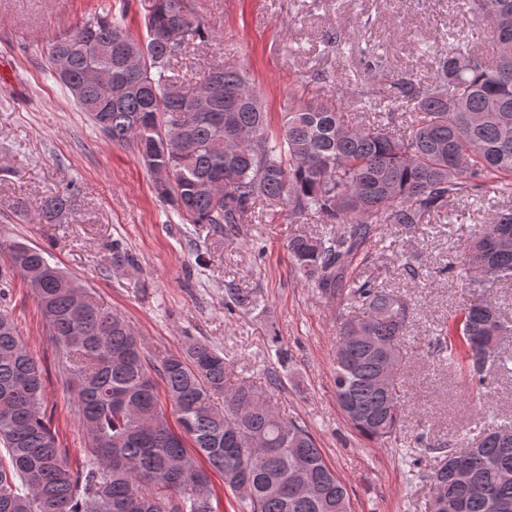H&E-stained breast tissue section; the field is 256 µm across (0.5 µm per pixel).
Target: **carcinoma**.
I'll use <instances>...</instances> for the list:
<instances>
[{
  "label": "carcinoma",
  "instance_id": "carcinoma-1",
  "mask_svg": "<svg viewBox=\"0 0 512 512\" xmlns=\"http://www.w3.org/2000/svg\"><path fill=\"white\" fill-rule=\"evenodd\" d=\"M460 7L491 30L492 58L464 32H450L433 50L430 80L407 75L379 87L373 80L383 61L363 49L372 84L360 93V109L402 106L409 118L401 126L352 123L337 107L293 100L273 128L233 66L181 91L174 65L185 44L216 37L184 0H154L142 39L125 17L94 12L46 47L48 63L55 50L67 58L69 92L89 59L112 73L117 103L101 102L95 87L74 101L112 143L137 151L157 197L182 223L222 224L236 234L257 206L285 205L292 216L339 225L334 236L290 238L288 257L321 296L361 311L336 330V400L352 429L380 445L395 440L407 418L402 387L386 395L376 379L380 350L402 363L408 313L394 292L351 276L353 258L387 227L444 224L461 200L512 196V0H460ZM127 42L145 58L135 89L125 84ZM217 78L224 92L214 111H195L196 97ZM75 191L49 197L44 217L56 218ZM505 236L512 238V207L491 214L450 267L469 302L431 339L432 352L465 366L474 399L485 392L487 371L512 375V354L484 344L494 333L512 334L486 305L487 292L512 284V247L499 246ZM0 250L32 288L88 438L74 469L46 420L44 371L0 305V512H220L197 455L222 474L237 512H351L307 425L285 419L266 391L229 373L223 352L190 337L182 351L152 357L123 315L42 250L2 241ZM509 426L512 418L503 417L473 437L467 466L488 490L481 495L456 482L453 449L418 435L441 453L418 474L439 512L512 504V444L494 439Z\"/></svg>",
  "mask_w": 512,
  "mask_h": 512
}]
</instances>
